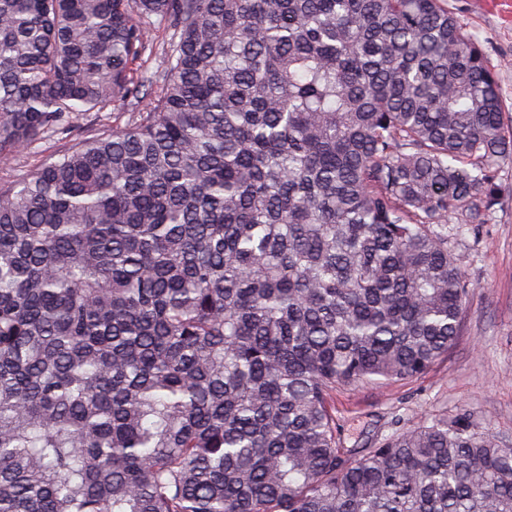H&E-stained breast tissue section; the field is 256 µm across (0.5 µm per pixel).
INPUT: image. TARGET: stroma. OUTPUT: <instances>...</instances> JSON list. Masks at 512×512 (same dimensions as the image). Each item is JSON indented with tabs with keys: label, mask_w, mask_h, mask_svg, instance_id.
<instances>
[{
	"label": "stroma",
	"mask_w": 512,
	"mask_h": 512,
	"mask_svg": "<svg viewBox=\"0 0 512 512\" xmlns=\"http://www.w3.org/2000/svg\"><path fill=\"white\" fill-rule=\"evenodd\" d=\"M448 3L496 67L512 112V0ZM448 247L472 285L460 335L418 378L338 390L333 407L343 448L360 453L425 417L460 411L512 443V195L490 223L451 232Z\"/></svg>",
	"instance_id": "stroma-1"
}]
</instances>
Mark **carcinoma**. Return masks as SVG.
Listing matches in <instances>:
<instances>
[{"mask_svg":"<svg viewBox=\"0 0 512 512\" xmlns=\"http://www.w3.org/2000/svg\"><path fill=\"white\" fill-rule=\"evenodd\" d=\"M110 108L0 179V512H512L469 413L351 460L329 406L448 354L512 192L448 0H0L1 164ZM111 109L105 112H92L90 115L78 120L75 123L73 133L70 135L71 139L78 140L81 136H89L97 130H103L112 127V114ZM72 141V142H73ZM52 144L41 141L37 143L30 152L23 154L10 165L8 175L11 179L21 178L28 174L44 158L49 156L55 147Z\"/></svg>","mask_w":512,"mask_h":512,"instance_id":"1","label":"carcinoma"}]
</instances>
